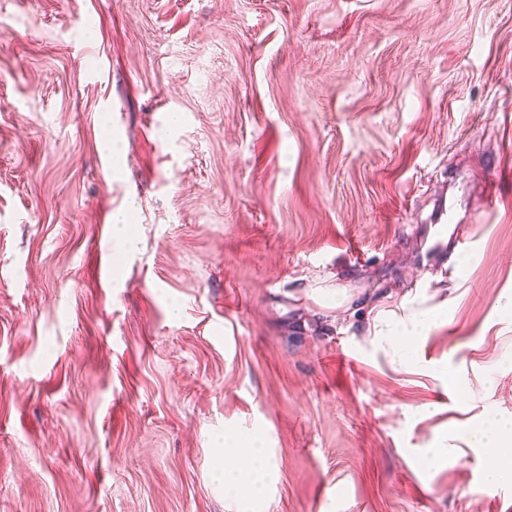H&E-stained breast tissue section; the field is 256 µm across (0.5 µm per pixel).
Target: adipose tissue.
Instances as JSON below:
<instances>
[{
    "mask_svg": "<svg viewBox=\"0 0 512 512\" xmlns=\"http://www.w3.org/2000/svg\"><path fill=\"white\" fill-rule=\"evenodd\" d=\"M221 460L225 496L239 502H248L262 495L267 482L269 460L257 439L226 435Z\"/></svg>",
    "mask_w": 512,
    "mask_h": 512,
    "instance_id": "1",
    "label": "adipose tissue"
}]
</instances>
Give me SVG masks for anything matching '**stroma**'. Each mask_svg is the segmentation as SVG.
<instances>
[{
	"instance_id": "obj_1",
	"label": "stroma",
	"mask_w": 512,
	"mask_h": 512,
	"mask_svg": "<svg viewBox=\"0 0 512 512\" xmlns=\"http://www.w3.org/2000/svg\"><path fill=\"white\" fill-rule=\"evenodd\" d=\"M457 178L474 247L430 253ZM490 411L512 0H0V512H512ZM228 433L274 470L244 505ZM429 321L430 320L427 316L421 317V315H415L411 320L412 331H408L406 328H404L402 334L392 336V339L395 342V347L401 353L402 357L406 359L410 357V340L415 339V335H420L426 329ZM464 435L467 437L470 447L481 451L484 448L497 447L512 440V422L500 423L495 420L486 419L481 425L466 429Z\"/></svg>"
}]
</instances>
